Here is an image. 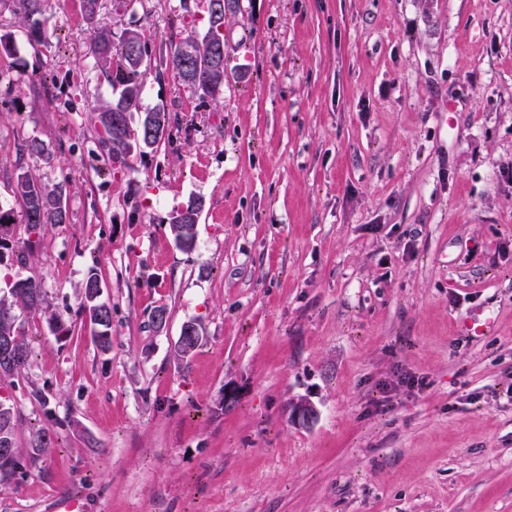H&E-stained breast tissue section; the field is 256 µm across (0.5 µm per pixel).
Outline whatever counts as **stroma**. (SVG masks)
I'll return each mask as SVG.
<instances>
[{"mask_svg":"<svg viewBox=\"0 0 512 512\" xmlns=\"http://www.w3.org/2000/svg\"><path fill=\"white\" fill-rule=\"evenodd\" d=\"M96 25L155 50L207 20L101 0ZM92 28L53 0L34 48L0 0V201L22 168L70 216L0 252L1 288L45 289L0 382L25 463L0 512H512V0H239L223 94L148 79L170 136L118 167L90 121L111 95ZM192 199L187 252L169 218ZM92 268L108 353L76 314ZM188 321L205 341L182 362ZM15 337L16 336H10L8 333L0 335V362L2 365L9 364L12 358L16 357L19 353L15 347ZM17 347L20 350L19 358H17L12 365L6 368L2 367V365L0 366L1 380L11 378L15 375H21L29 363L31 350L29 348V344L26 343L23 332L17 336ZM288 418L295 426L309 428L319 419V410L310 401L301 399L288 407Z\"/></svg>","mask_w":512,"mask_h":512,"instance_id":"obj_1","label":"stroma"}]
</instances>
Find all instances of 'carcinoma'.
I'll list each match as a JSON object with an SVG mask.
<instances>
[{
  "mask_svg": "<svg viewBox=\"0 0 512 512\" xmlns=\"http://www.w3.org/2000/svg\"><path fill=\"white\" fill-rule=\"evenodd\" d=\"M203 10L208 14L206 31L197 39L188 42H170L166 50L159 53V59L152 60L144 34L137 29L125 32L119 46H114L112 33L105 28L94 31L88 46V55L93 60L104 80L118 92L117 99H103L91 109L95 127L100 132L98 141L107 149L112 162H125L131 151L127 141L137 137L140 141L136 151L143 155L153 148L168 133L169 119L165 109L152 108L142 110V101L146 89L145 74L147 68L155 66V76L172 72L180 78L191 94L199 98L214 97L224 88V67L216 61L212 46L224 41V14H217L213 9L216 0H201ZM14 13L26 28L30 45L44 43V25L46 13L51 7L50 0H12ZM192 47L188 65H183L181 50L184 45ZM121 112L130 117L133 112L140 113L137 130L126 124L121 128L112 127V114ZM63 187L53 188L41 183L32 173L19 171L15 177L14 200L16 206L0 204V246L13 236L14 226L22 223L28 235H38L47 224H65L69 220L66 207L62 206ZM175 244L184 250L195 247L197 233L191 224H171ZM100 280L95 270H90L79 289L80 303L78 313H97L98 321L91 324L98 327L93 332L97 347L108 352L112 348V308L101 300L97 293ZM11 302L0 299V332L7 324L17 319L14 307L31 311L42 310L44 288L40 281L27 279L14 283L10 288ZM200 325H195V335L187 342H176L175 356L185 359L191 356L203 342ZM20 356L8 367L0 366V379L20 375L29 363L31 350L24 335L17 336ZM18 426L17 410L14 405L0 398V448L13 449V456L8 468L0 464V482L21 468L16 451V429ZM51 436L45 430L33 434L31 448L33 456L45 453L51 447Z\"/></svg>",
  "mask_w": 512,
  "mask_h": 512,
  "instance_id": "carcinoma-1",
  "label": "carcinoma"
}]
</instances>
